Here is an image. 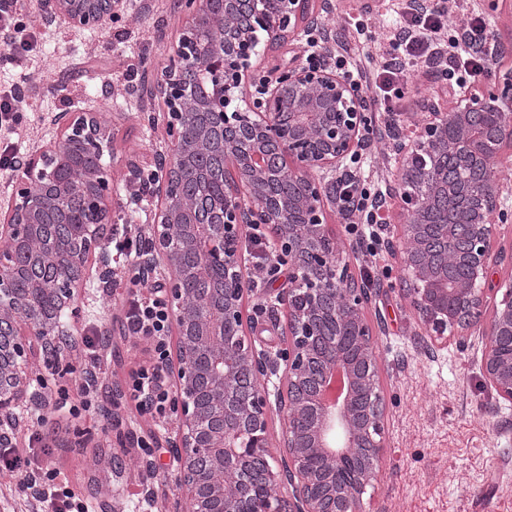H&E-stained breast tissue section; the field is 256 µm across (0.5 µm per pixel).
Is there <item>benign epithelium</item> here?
I'll return each instance as SVG.
<instances>
[{
	"label": "benign epithelium",
	"instance_id": "1",
	"mask_svg": "<svg viewBox=\"0 0 512 512\" xmlns=\"http://www.w3.org/2000/svg\"><path fill=\"white\" fill-rule=\"evenodd\" d=\"M210 0H201L155 78L167 140L157 157L163 171L153 183L152 240L144 267L169 275L178 336L172 368L173 405L180 413L179 483L191 512H364L363 496L376 477L385 448L386 404L373 334L365 316L370 295L351 287L353 273L324 222L329 187L346 177L344 162L369 132L364 93L331 64L290 67L275 82L252 71V31L275 41L297 21L319 27L308 0H220L214 21L224 45L187 61ZM123 0H38L46 22L90 29L121 18ZM487 62L480 88L452 106L424 102L426 119L414 139L398 140V154H424L446 162L418 169L405 164L393 197L407 223L399 252L403 297L432 344L463 341L481 329L489 341L482 372L497 394L512 401V289L485 322L491 263L512 267V249L496 245L494 226L507 222L504 185L488 162L512 149V39L491 35L475 45ZM259 90L249 110L230 105L246 84ZM109 152L95 112H78L56 141L20 165L12 202L0 221V447H12L16 409L29 381L28 352L67 358L74 330L66 314L75 289L97 273H112V193L94 175ZM301 190H274L269 159ZM85 173V224L67 226L65 202L71 173ZM220 179L224 204L203 216L194 186ZM259 224L278 245L276 257L293 266L296 287L277 293L286 310L288 338L274 355L257 349L244 306L246 268L238 256L244 229ZM469 234L453 246L452 260L468 277L448 287V268L436 252L448 249L452 228ZM203 261L194 272L204 288L190 287L187 256ZM279 375L275 391L261 378ZM275 400H270V396ZM284 416L282 447L288 454V495L270 465L269 411Z\"/></svg>",
	"mask_w": 512,
	"mask_h": 512
}]
</instances>
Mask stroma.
Segmentation results:
<instances>
[{"mask_svg": "<svg viewBox=\"0 0 512 512\" xmlns=\"http://www.w3.org/2000/svg\"><path fill=\"white\" fill-rule=\"evenodd\" d=\"M331 2V15L340 21V46L357 52L367 45L378 55L389 51L396 0ZM37 10L38 0H14L10 10L33 36L29 56L12 58L0 41V85L21 82L27 103L16 133L0 135V144L25 156L56 138L59 114L100 113L111 141L105 166L112 182V222L149 236L152 188L133 174L154 169L166 138L162 103L151 87L188 17L182 0H126L127 14L141 18L137 28L122 20L105 30L44 24ZM311 51L306 33L287 32L276 43L263 44L253 59L254 70L272 80L286 67L305 63ZM458 92L457 86L414 69L405 98L394 111L374 113L373 126L378 131L402 126L425 100H452ZM350 169L382 190L400 173L393 151L371 147ZM327 222L355 277L372 283L367 318L381 363L386 416L385 448L378 477L363 497L365 512H512V402L499 397L483 377L485 336L472 331L464 341L428 350L423 327L398 292V252L383 247L376 257L366 256L351 241L339 214L328 213ZM113 267L111 287H98L92 277L79 288L81 318L76 349L69 356L72 369L55 382L67 390L69 405L81 403L89 362L83 337L98 332L111 339L98 367L104 401L77 418L67 408L47 404L44 413L53 433L38 447L28 444L32 412L21 409L13 445L29 451L35 465L63 472L90 512H150L144 502L149 493L159 512H186L179 465L171 454L177 415L152 416L117 395L131 369L149 360L150 345L128 329L126 315L134 297L130 264L118 258ZM249 304L265 308L251 333L256 347L271 352L284 347L286 318L273 295L255 289ZM142 439L162 447L160 469L139 462Z\"/></svg>", "mask_w": 512, "mask_h": 512, "instance_id": "35a3bbf8", "label": "stroma"}]
</instances>
